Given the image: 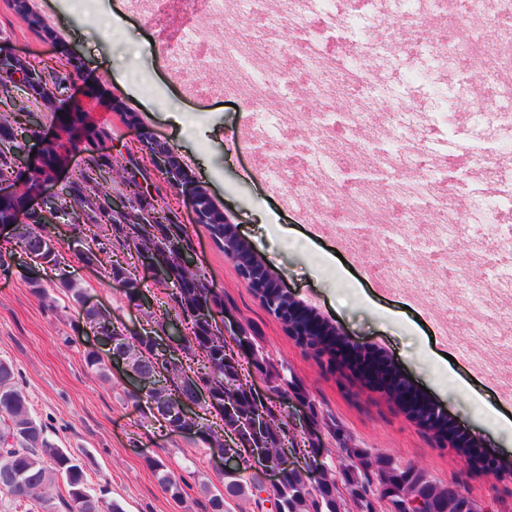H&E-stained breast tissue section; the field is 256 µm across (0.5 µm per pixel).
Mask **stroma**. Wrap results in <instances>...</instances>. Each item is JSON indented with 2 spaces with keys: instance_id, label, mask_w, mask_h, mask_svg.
Listing matches in <instances>:
<instances>
[{
  "instance_id": "obj_1",
  "label": "stroma",
  "mask_w": 512,
  "mask_h": 512,
  "mask_svg": "<svg viewBox=\"0 0 512 512\" xmlns=\"http://www.w3.org/2000/svg\"><path fill=\"white\" fill-rule=\"evenodd\" d=\"M28 5L24 13L16 9L15 0H0V41H8L34 63L52 64L68 56L81 72L79 81L67 83L58 94L54 110L39 114L44 136L64 146L56 187L67 185L88 158L81 145L71 142L60 114H81L103 131L100 152L113 157L131 154L143 166L148 160L140 150L141 135L152 133L187 165L253 252L297 299L334 322L349 342L394 362L477 445L512 460V433L478 425L469 406L470 399L481 397L501 415L512 416L504 396L512 385V354L493 357L490 371L472 370L457 359L456 346L441 331L447 325L463 334L471 307L452 297L445 311L430 312L421 304L418 289L381 287L385 271L375 258H339L344 236L368 242L380 234V225L354 224L342 234L303 223L283 203L287 187L274 191L268 180L252 176L259 151L237 144L248 115L245 105L210 94V85L219 81L215 72L173 77L168 47L177 33L190 27L200 30L214 52L227 37L219 25L204 12H186L180 0H167L160 11L130 10L114 0L113 12L124 19L123 34L114 36L95 0H69L63 6L58 0H28ZM345 35L366 47L374 93L389 111L419 113L439 126V92L468 103L473 120L453 124L452 141L437 138L428 144L437 158L440 191L463 206L471 196L512 189V153L501 169L479 175L444 163L449 143L473 153L494 150L512 141V133L488 120L489 108L465 71L445 56L430 54V44L442 38L440 32L430 31L423 42L404 31L398 50L391 47L382 19L359 10ZM122 72L136 83L137 93L118 82ZM148 199L187 225L197 263L223 295L225 309L257 330L270 356L293 372L307 395L332 414L356 444L421 467L443 483H461L476 502H493L495 512H512V479L472 469L463 457L439 447L385 394L348 370H329L306 355L247 287L207 229L192 223L186 201L172 186L152 177ZM258 209L281 225V233L257 222ZM65 278L84 288L88 305L109 312L134 332L146 323L147 308L156 304L150 295L145 306L133 305L103 268L85 266L68 251L60 266L0 275V359L14 364L18 386L33 413L48 424L58 445L83 461L89 486L104 489L105 501L119 503L123 512H209L210 494L224 479L220 464L202 453L197 436L160 428L145 418L128 396L126 377L108 362L107 347L85 325L82 307L61 287ZM34 279L39 288L31 287ZM390 312L397 314L399 327L386 322ZM91 351L103 357L102 368L88 367L86 355ZM152 459L163 460L172 474L186 478L181 498L159 485L148 465Z\"/></svg>"
}]
</instances>
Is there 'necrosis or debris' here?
Wrapping results in <instances>:
<instances>
[{
	"label": "necrosis or debris",
	"instance_id": "obj_1",
	"mask_svg": "<svg viewBox=\"0 0 512 512\" xmlns=\"http://www.w3.org/2000/svg\"><path fill=\"white\" fill-rule=\"evenodd\" d=\"M335 0H185L190 11L203 10L221 27L232 30L217 54L204 52L199 31L175 45L170 60L176 70L192 74L214 70L221 76L220 91L251 107L254 143L262 150L263 173L276 184H289L288 203L300 206L305 223L319 227L378 224L383 228L371 244L348 241L357 255L379 259L390 279L403 287L419 289L425 308L442 310L448 304L445 287L426 280L422 273L424 245L443 255L453 253L455 242L468 224L497 222L511 197L484 199L460 210L449 206L447 196L436 191L437 180L429 158L422 152L391 151L371 154L361 137L381 104L372 91L371 69L353 49H330L329 40L344 25L343 15L332 11ZM431 22L446 31L437 43L438 53L454 57L461 68L480 65L482 96L495 103L512 104V0H437ZM259 60L251 68V60ZM295 73L301 90L287 94L284 79ZM308 129L305 152L287 165L281 150V108ZM342 112V130L327 126L325 117ZM378 167L393 178L381 190L367 185H347L340 171L352 167ZM322 189L318 203L306 202L308 186ZM435 221L424 223L422 207ZM488 251L484 241L471 237L468 261L455 265L458 295L476 311L466 330L461 351L465 365L487 366L502 347L505 328L512 326V267H500L476 278Z\"/></svg>",
	"mask_w": 512,
	"mask_h": 512
}]
</instances>
